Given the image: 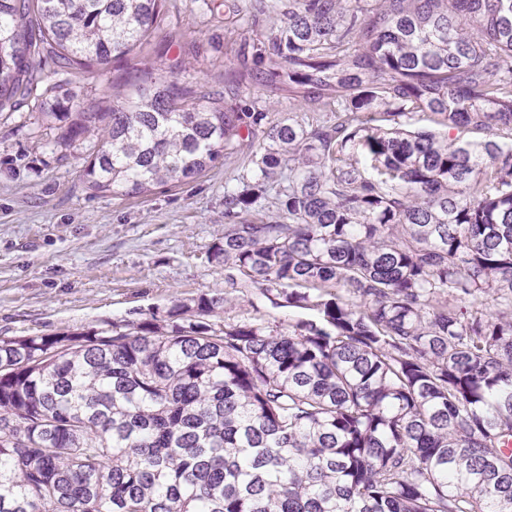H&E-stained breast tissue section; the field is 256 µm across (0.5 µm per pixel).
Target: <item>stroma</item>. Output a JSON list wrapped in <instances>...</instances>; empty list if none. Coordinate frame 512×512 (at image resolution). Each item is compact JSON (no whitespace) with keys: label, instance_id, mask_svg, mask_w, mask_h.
Returning <instances> with one entry per match:
<instances>
[{"label":"stroma","instance_id":"1","mask_svg":"<svg viewBox=\"0 0 512 512\" xmlns=\"http://www.w3.org/2000/svg\"><path fill=\"white\" fill-rule=\"evenodd\" d=\"M157 41L180 58V85L240 108L289 109L288 95L258 84L243 69L246 49L239 15L224 0H167ZM153 48L131 55L106 76L39 63V95L69 91L87 106L132 93ZM37 98L0 114V337L88 331L105 323L165 315L204 293L227 297L229 321L259 318L284 325L302 317L276 292L231 288L224 268L209 261L224 238V185L243 175L242 157L219 159L201 175L158 185L140 197L91 194L82 177L87 146H54Z\"/></svg>","mask_w":512,"mask_h":512}]
</instances>
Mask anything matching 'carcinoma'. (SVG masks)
<instances>
[{"label":"carcinoma","instance_id":"carcinoma-1","mask_svg":"<svg viewBox=\"0 0 512 512\" xmlns=\"http://www.w3.org/2000/svg\"><path fill=\"white\" fill-rule=\"evenodd\" d=\"M274 8L252 78L322 118L226 109L164 49L134 98L40 110L56 144L95 141L94 194L250 157L211 260L315 317L228 322L205 293L1 339L0 512H512V0ZM165 22V0H0V112L41 55L103 75Z\"/></svg>","mask_w":512,"mask_h":512}]
</instances>
